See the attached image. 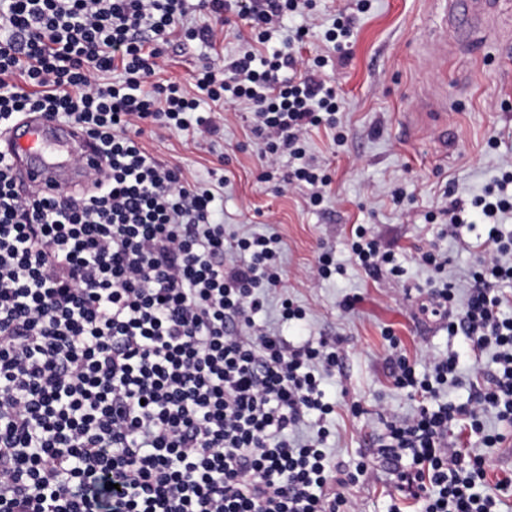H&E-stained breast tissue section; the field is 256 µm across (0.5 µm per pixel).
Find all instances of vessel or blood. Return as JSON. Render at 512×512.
I'll use <instances>...</instances> for the list:
<instances>
[{
  "label": "vessel or blood",
  "instance_id": "obj_1",
  "mask_svg": "<svg viewBox=\"0 0 512 512\" xmlns=\"http://www.w3.org/2000/svg\"><path fill=\"white\" fill-rule=\"evenodd\" d=\"M469 12L464 0H445L444 19L475 40L487 33L496 0H475ZM0 152L10 160L17 180L29 193L55 196L77 187L89 188L90 174L102 164L86 134L71 125L29 113L0 133Z\"/></svg>",
  "mask_w": 512,
  "mask_h": 512
}]
</instances>
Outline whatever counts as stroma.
<instances>
[{"mask_svg":"<svg viewBox=\"0 0 512 512\" xmlns=\"http://www.w3.org/2000/svg\"><path fill=\"white\" fill-rule=\"evenodd\" d=\"M350 12L356 13L355 0H315L311 18L291 19V26H311L302 56L328 54L324 30ZM356 15L347 57L326 68L342 100L344 141L334 145L322 130L309 135L311 159L333 177L321 206L310 205L309 188L282 192L259 179V147L249 137L246 107L225 106L224 136L210 144L177 133L142 137L150 154L182 167L197 183L212 184L213 171L222 170L227 233L252 229L283 239L284 286L256 320L276 323L286 297L306 309L307 335L339 344L347 358L340 386L364 411L337 408L328 444L351 465L370 453L381 432L380 409L404 415L417 404L390 383L384 329L393 328L421 367L429 357L463 346L462 337L448 335L420 313L417 287L429 272L418 256L439 244L449 258V281L468 288L482 228L471 211L458 237L442 239L429 212L441 206L445 187L469 201L512 168V0H500L495 34L470 47L448 38L441 0H369L368 10ZM247 32L243 20L233 19L209 49L172 36L156 76L190 84L202 57L235 54ZM355 224L373 225L395 249L405 268L401 278L376 281L354 265L346 242ZM322 249L334 253L340 271L314 285L304 272ZM348 295L361 301L346 313L340 303ZM448 446L483 453L489 486L512 479V446L483 448L459 424L451 427ZM350 497L357 512H387L400 499L393 476L385 472L375 483L351 490Z\"/></svg>","mask_w":512,"mask_h":512,"instance_id":"1","label":"stroma"}]
</instances>
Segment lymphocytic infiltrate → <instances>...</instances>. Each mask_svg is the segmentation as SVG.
Listing matches in <instances>:
<instances>
[{
    "label": "lymphocytic infiltrate",
    "mask_w": 512,
    "mask_h": 512,
    "mask_svg": "<svg viewBox=\"0 0 512 512\" xmlns=\"http://www.w3.org/2000/svg\"><path fill=\"white\" fill-rule=\"evenodd\" d=\"M0 0V130L29 111L80 128L105 165L89 191L34 198L0 156V512H352L347 491L376 466L395 476L420 512H502L512 482L487 483L483 455L449 451L464 422L485 447L512 432V170L471 203L445 191L437 215L455 227L466 207L484 220V253L464 298L439 279V249L420 261L436 277L423 314L492 350L475 367L467 403L444 400L462 355H435L418 374L385 329L389 376L420 400L383 415L370 459L346 466L326 445L336 403L327 385L343 352L327 341L291 343L254 316L283 283L281 237L225 241L216 195L141 143L146 127L211 141L223 117L202 102L246 105L261 147V180L307 185L320 206L331 175L303 163L309 132L337 129L342 108L325 78L328 58L298 57L306 27L261 55L272 29L310 0ZM250 28L246 50L197 69L193 88L153 82L170 36L214 46L231 17ZM120 71L112 80V71ZM294 166L280 172L281 157ZM349 249L369 277L400 278L394 250L365 224ZM502 423L486 427L487 418Z\"/></svg>",
    "instance_id": "obj_1"
}]
</instances>
